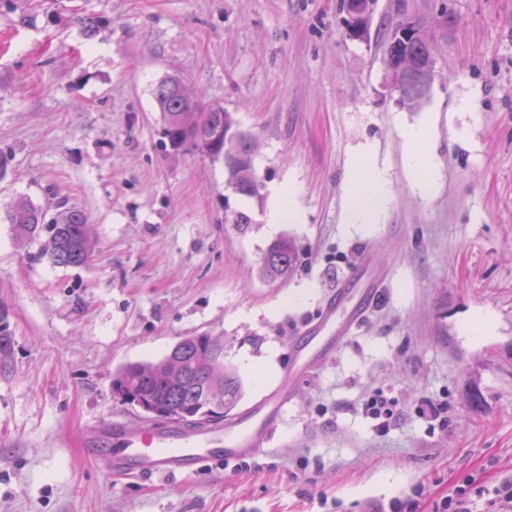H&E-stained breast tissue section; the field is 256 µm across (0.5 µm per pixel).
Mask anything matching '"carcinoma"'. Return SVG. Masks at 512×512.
<instances>
[{"mask_svg": "<svg viewBox=\"0 0 512 512\" xmlns=\"http://www.w3.org/2000/svg\"><path fill=\"white\" fill-rule=\"evenodd\" d=\"M428 22L419 15L401 18L386 50V66L392 86L403 102L418 106L433 78L435 48L426 37ZM155 99L162 112L163 144L174 150L205 151L224 156L228 184L235 193L256 197L252 138L240 130L233 115L219 105H202L170 76L158 83ZM14 239L26 243L47 233L48 255L58 266L85 264L94 248L92 225L76 208L56 207L54 214L26 198L17 199L6 213ZM294 248L284 239L274 243L263 258L262 271L270 278L291 273ZM15 338L9 311L0 306V378L14 371ZM117 394L127 393L149 402L160 415L176 422L201 426L211 421L210 404L218 401L229 414L243 395L242 380L224 363V337L190 336L173 348V354L152 362L123 367L113 381Z\"/></svg>", "mask_w": 512, "mask_h": 512, "instance_id": "carcinoma-1", "label": "carcinoma"}]
</instances>
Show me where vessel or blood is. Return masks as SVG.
<instances>
[{"instance_id": "obj_1", "label": "vessel or blood", "mask_w": 512, "mask_h": 512, "mask_svg": "<svg viewBox=\"0 0 512 512\" xmlns=\"http://www.w3.org/2000/svg\"><path fill=\"white\" fill-rule=\"evenodd\" d=\"M382 282L370 253H363L358 266L337 284L319 317L301 328L300 341L275 393L224 429H188L174 422L142 430L115 420L84 431L86 445L107 456L110 476L120 481L144 475H189L209 460L260 454L274 441L296 382L347 341L378 301Z\"/></svg>"}]
</instances>
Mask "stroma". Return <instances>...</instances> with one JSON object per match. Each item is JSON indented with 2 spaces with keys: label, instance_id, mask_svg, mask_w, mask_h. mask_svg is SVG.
Returning a JSON list of instances; mask_svg holds the SVG:
<instances>
[{
  "label": "stroma",
  "instance_id": "1",
  "mask_svg": "<svg viewBox=\"0 0 512 512\" xmlns=\"http://www.w3.org/2000/svg\"><path fill=\"white\" fill-rule=\"evenodd\" d=\"M406 13L435 44L415 111L385 62ZM90 16L111 24L85 36ZM347 18L343 0H0V304L16 339L0 512H437L512 474V0H377L360 38ZM171 75L253 136L259 196L232 194L223 160L162 146L153 91ZM415 128L427 186L407 164ZM360 165L384 186L364 224ZM20 197L85 211L89 262L53 264L43 236L16 243L5 214ZM283 237L291 275L262 278ZM365 250L384 298L298 383L270 448L112 481L81 436L141 427L118 370L220 336L247 408ZM378 390L397 402L384 432L362 410ZM425 398L447 406L446 427L420 415Z\"/></svg>",
  "mask_w": 512,
  "mask_h": 512
}]
</instances>
